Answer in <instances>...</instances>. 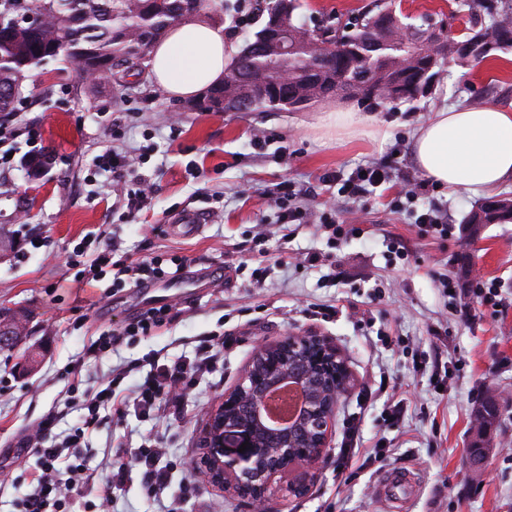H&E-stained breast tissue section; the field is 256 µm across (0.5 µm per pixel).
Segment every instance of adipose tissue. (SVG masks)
<instances>
[{
    "mask_svg": "<svg viewBox=\"0 0 512 512\" xmlns=\"http://www.w3.org/2000/svg\"><path fill=\"white\" fill-rule=\"evenodd\" d=\"M230 58L223 26L188 18L155 44L149 70L163 92L190 98L220 84ZM411 152L437 184L455 192H494L512 183V109L443 107L418 126Z\"/></svg>",
    "mask_w": 512,
    "mask_h": 512,
    "instance_id": "adipose-tissue-1",
    "label": "adipose tissue"
}]
</instances>
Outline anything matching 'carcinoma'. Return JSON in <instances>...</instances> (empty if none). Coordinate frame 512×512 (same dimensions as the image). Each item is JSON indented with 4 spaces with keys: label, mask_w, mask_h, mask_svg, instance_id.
<instances>
[{
    "label": "carcinoma",
    "mask_w": 512,
    "mask_h": 512,
    "mask_svg": "<svg viewBox=\"0 0 512 512\" xmlns=\"http://www.w3.org/2000/svg\"><path fill=\"white\" fill-rule=\"evenodd\" d=\"M465 17L457 37L431 31L433 23L416 25L396 11L392 0H372L369 8L345 19L329 18L314 26L299 19L300 0H251V9L267 16L230 64L241 79L210 89L203 101L190 104L200 112H219L214 103L229 98L226 108L269 112L307 108L339 90L374 109L394 101H411L431 87L447 64L476 67L495 51L512 48V0H455ZM205 0H0V112L16 98L3 91L21 87L33 65L63 59L77 77L85 70L106 73L128 67L151 53L166 29L184 17L201 14ZM44 15L33 33L19 26L28 11ZM281 17L294 50L276 55L253 48ZM473 50L465 52L461 44ZM512 197L503 195L475 206L465 223L507 224ZM474 412L494 427L496 400L487 396Z\"/></svg>",
    "instance_id": "1"
}]
</instances>
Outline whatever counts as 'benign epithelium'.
<instances>
[{
  "label": "benign epithelium",
  "instance_id": "obj_1",
  "mask_svg": "<svg viewBox=\"0 0 512 512\" xmlns=\"http://www.w3.org/2000/svg\"><path fill=\"white\" fill-rule=\"evenodd\" d=\"M349 382L345 359L316 336L291 335L259 345L237 384L210 413L195 471L267 512L276 478L304 465L288 485L304 495L325 462L336 410ZM284 383L302 393L301 408L278 423L266 418L270 394ZM243 452H238L241 445Z\"/></svg>",
  "mask_w": 512,
  "mask_h": 512
}]
</instances>
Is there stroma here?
<instances>
[{"label":"stroma","mask_w":512,"mask_h":512,"mask_svg":"<svg viewBox=\"0 0 512 512\" xmlns=\"http://www.w3.org/2000/svg\"><path fill=\"white\" fill-rule=\"evenodd\" d=\"M19 106L0 112L14 127L9 146L14 164L0 170V238L15 242L0 257V307L25 308L32 320L26 342L0 351V512H15L28 486L20 476L35 459L17 452L26 426L49 409H62L60 430L82 417L64 406V373L83 361L88 384L120 366H138L153 352L171 364L193 354L198 336L224 335V368L200 381L183 418L163 420L128 414L122 424L102 423L87 439L90 466L117 449L162 437L171 462L198 457V436L225 390L239 379L255 348L289 334L309 333L337 347L347 361L349 393L336 416L326 463L308 491L284 496L281 512H384L376 483L394 466L412 468L420 493L411 512H512V223L485 225L469 236L464 222L481 195L445 186L424 191L398 211L403 189L425 182L411 155L413 134L439 108L450 105L512 107V50L496 52L482 67L447 69L423 96L366 111V126L349 132L318 126L324 111L351 100L328 98L304 110L197 112L187 101L160 91L148 62L113 69L100 85L83 82L55 64L31 67ZM38 142L49 158L40 176L29 173L27 151ZM114 148L136 174L151 180L155 194L147 213L130 223L112 208V182L94 175L93 160ZM377 162L395 174L391 189L364 197L332 198L324 173L347 175ZM290 182L296 202L320 212L336 202V219L358 226L340 241L313 224H297L291 236L278 230L279 209L269 186ZM221 216L186 231L171 217L205 204ZM448 213L455 233L445 240L422 235L416 214ZM107 230L135 258H184L207 281L198 295L162 282L157 305L179 315L152 336L125 340L97 360H83L85 346L137 314V287L104 278L98 287L78 285L65 266L75 247H97L91 234ZM413 252L401 260L388 249L389 236ZM319 254L312 265L306 254ZM272 264L262 284L252 272L260 259ZM455 285L447 293L438 281ZM499 285L498 306L481 305L477 280ZM320 304L317 313L307 304ZM448 361L440 378L435 359ZM496 397L495 447L480 470L466 463L473 409ZM403 401L397 426L387 408ZM359 420L364 446L384 440L387 456L371 467L336 471L342 435ZM168 496L185 512H253L250 500L204 483L191 488L175 473Z\"/></svg>","instance_id":"stroma-1"}]
</instances>
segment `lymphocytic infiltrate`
<instances>
[{
	"mask_svg": "<svg viewBox=\"0 0 512 512\" xmlns=\"http://www.w3.org/2000/svg\"><path fill=\"white\" fill-rule=\"evenodd\" d=\"M131 166L128 156L109 149L97 156L94 167L97 174H111L115 185L116 208L123 218L134 220L146 209L154 193V186L145 177H129ZM393 178L392 170L381 163L367 164L364 170L355 171L348 178L336 174L323 175L325 185H339L344 197L359 198L370 193L380 184ZM74 269V280L83 285H94L105 276L135 285L161 282L167 279L157 259H133L121 253L116 243L101 245L93 259H84L82 251H73L66 260ZM176 316L173 306L150 308L120 329L101 334L86 350L87 356L99 358L119 345L124 337L147 335L171 322ZM224 359V336L211 333L199 339L193 358L174 361L156 374H147L127 394L115 389V377H107L96 388L84 387L80 365L67 371L68 404L83 408L79 424L66 433L56 427L58 412L51 411L36 421L24 436L25 445L37 459L36 468L28 475L29 493L21 501V512H62L73 493L89 486L95 488L98 504L96 512H111L116 493L125 491L132 479H139L147 495L162 497L168 486V466L162 465L164 448L155 444H142L129 450H117L105 470L87 467L80 453L86 437L101 424L100 410L113 411L124 417L129 409H138L148 415L158 411L180 412L195 384L206 375L217 372Z\"/></svg>",
	"mask_w": 512,
	"mask_h": 512,
	"instance_id": "f902f5d3",
	"label": "lymphocytic infiltrate"
}]
</instances>
